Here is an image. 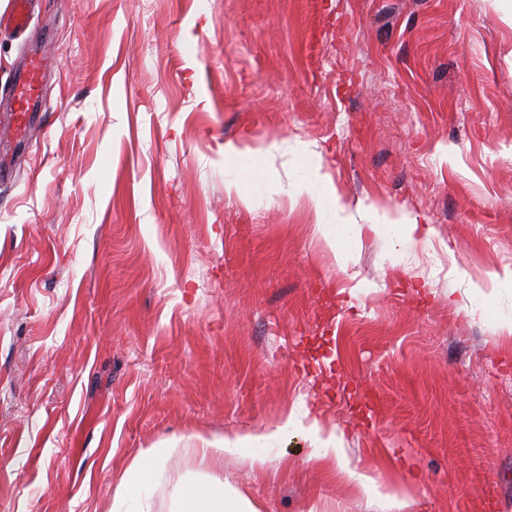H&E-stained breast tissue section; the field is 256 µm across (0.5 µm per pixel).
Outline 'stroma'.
<instances>
[{"label":"stroma","mask_w":512,"mask_h":512,"mask_svg":"<svg viewBox=\"0 0 512 512\" xmlns=\"http://www.w3.org/2000/svg\"><path fill=\"white\" fill-rule=\"evenodd\" d=\"M33 51L24 141L0 101V512H111L160 447L152 512L199 474L258 512H512V0H32L0 93ZM228 144L266 179L228 191ZM318 165L363 227L335 247ZM293 410L355 479L297 427L261 467L194 453ZM377 224H369L370 229L374 232H381L384 229L392 228L396 231V235L402 240H411L418 230L416 220L409 222L405 218L398 220L391 219L386 213L378 215ZM305 418L308 419L306 429L315 436L318 445L313 448L311 456L317 460L332 459L336 463V459L341 467V470L350 478L355 479L356 473L351 470L342 458L341 450L336 433L331 432L326 438L321 437L322 428L317 416L309 418V411L307 410ZM175 452L171 448H152L150 452L136 459L127 469L116 491L121 501L138 503L135 512H152L150 503L144 495L150 484L158 481L162 475L165 464Z\"/></svg>","instance_id":"stroma-1"}]
</instances>
